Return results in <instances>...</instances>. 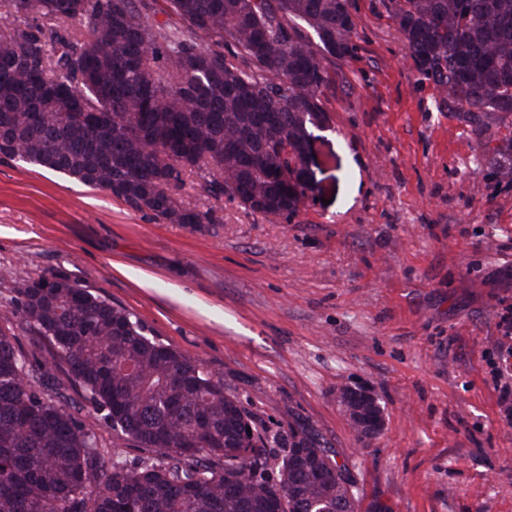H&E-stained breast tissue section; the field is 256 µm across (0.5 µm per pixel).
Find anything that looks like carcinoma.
<instances>
[{"label": "carcinoma", "mask_w": 512, "mask_h": 512, "mask_svg": "<svg viewBox=\"0 0 512 512\" xmlns=\"http://www.w3.org/2000/svg\"><path fill=\"white\" fill-rule=\"evenodd\" d=\"M382 6L448 111L476 131L489 113H512V0ZM0 8L13 19L0 29L1 157L166 224L220 223L179 194L202 168L211 194L253 214L298 212L310 187L288 191L280 177L300 179L328 123L331 65L356 51L353 0ZM57 372L80 402L49 388ZM126 440L143 453L128 457ZM357 502L346 465L306 430L266 438L220 377L81 282L21 280L0 307V512H358Z\"/></svg>", "instance_id": "1"}]
</instances>
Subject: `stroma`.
Masks as SVG:
<instances>
[{
  "instance_id": "35a3bbf8",
  "label": "stroma",
  "mask_w": 512,
  "mask_h": 512,
  "mask_svg": "<svg viewBox=\"0 0 512 512\" xmlns=\"http://www.w3.org/2000/svg\"><path fill=\"white\" fill-rule=\"evenodd\" d=\"M314 191L291 219L183 196L221 221L161 224L61 173L0 158V305L61 272L224 381L259 431L308 426L389 512H512V163L422 80L379 0H355ZM368 384L383 427L339 403Z\"/></svg>"
}]
</instances>
